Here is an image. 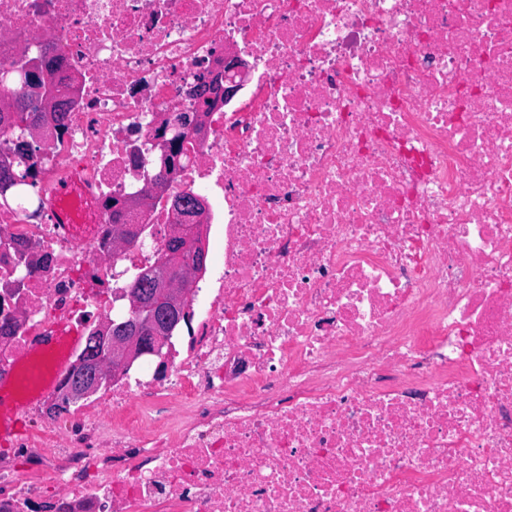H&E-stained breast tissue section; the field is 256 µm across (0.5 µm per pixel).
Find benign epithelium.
Returning a JSON list of instances; mask_svg holds the SVG:
<instances>
[{
    "mask_svg": "<svg viewBox=\"0 0 512 512\" xmlns=\"http://www.w3.org/2000/svg\"><path fill=\"white\" fill-rule=\"evenodd\" d=\"M245 68L246 63L243 60L226 56L224 68L210 69L204 76L198 78L197 83L190 90L191 96L196 100L195 111H197L191 120L192 125L201 124V113L211 111L217 100L228 101L235 96L239 85L226 80L225 73L229 71L239 73ZM32 91L40 111L49 114L61 111L64 99L58 96L52 87L36 83ZM171 205L190 222L204 220L208 210L206 199L195 194L176 196L172 198ZM166 248L167 251L178 254L192 248L195 262L165 283L167 300L166 306L161 310L146 302L141 293L130 294L136 309L134 319L124 326L114 328L108 324L103 328L101 350L96 356L81 363L78 374L65 386L66 398L78 400L95 392L108 368L112 366L131 363L147 353L149 349L155 353L159 352L175 325L185 318V299L192 288L195 274L204 269L205 247L199 242L193 246L189 245L181 225L175 224L168 235Z\"/></svg>",
    "mask_w": 512,
    "mask_h": 512,
    "instance_id": "7a95c632",
    "label": "benign epithelium"
}]
</instances>
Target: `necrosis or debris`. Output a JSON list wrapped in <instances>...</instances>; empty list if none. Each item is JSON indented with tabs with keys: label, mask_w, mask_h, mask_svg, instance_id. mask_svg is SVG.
Here are the masks:
<instances>
[{
	"label": "necrosis or debris",
	"mask_w": 512,
	"mask_h": 512,
	"mask_svg": "<svg viewBox=\"0 0 512 512\" xmlns=\"http://www.w3.org/2000/svg\"><path fill=\"white\" fill-rule=\"evenodd\" d=\"M37 39L76 84L0 207V380L129 313L172 225L216 260L164 372L22 388L0 512H512V0H0V71ZM221 52L241 99L181 126ZM174 210L182 214L187 221H203L208 210L206 199L200 195L174 196L171 200Z\"/></svg>",
	"instance_id": "1"
}]
</instances>
